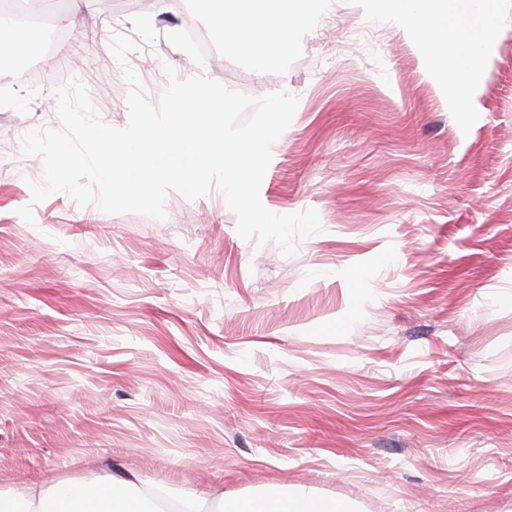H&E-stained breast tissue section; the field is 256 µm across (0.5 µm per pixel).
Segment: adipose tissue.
I'll use <instances>...</instances> for the list:
<instances>
[{
	"mask_svg": "<svg viewBox=\"0 0 512 512\" xmlns=\"http://www.w3.org/2000/svg\"><path fill=\"white\" fill-rule=\"evenodd\" d=\"M320 0H212L221 26L224 52L252 54L267 67L288 44L287 35L307 24ZM393 14L404 32L421 46L433 72L446 85L455 106L465 108L475 73L487 61V45L497 21L494 0H375ZM129 479L93 476L85 487L33 482L21 491L0 494V512H52L69 497L70 512H149L147 495H131Z\"/></svg>",
	"mask_w": 512,
	"mask_h": 512,
	"instance_id": "1",
	"label": "adipose tissue"
}]
</instances>
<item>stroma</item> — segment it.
Masks as SVG:
<instances>
[{"instance_id":"stroma-1","label":"stroma","mask_w":512,"mask_h":512,"mask_svg":"<svg viewBox=\"0 0 512 512\" xmlns=\"http://www.w3.org/2000/svg\"><path fill=\"white\" fill-rule=\"evenodd\" d=\"M53 0L68 38L0 72V488L133 474L139 492L304 491L351 512H512V0H498L477 94L456 112L416 43L367 0H325L273 71L222 52L205 0ZM151 104L203 75L297 96L260 188L316 210L293 256L236 232L219 189L167 217L64 193L32 204L30 131L84 83L129 121L112 34ZM210 31L201 55L171 30Z\"/></svg>"}]
</instances>
